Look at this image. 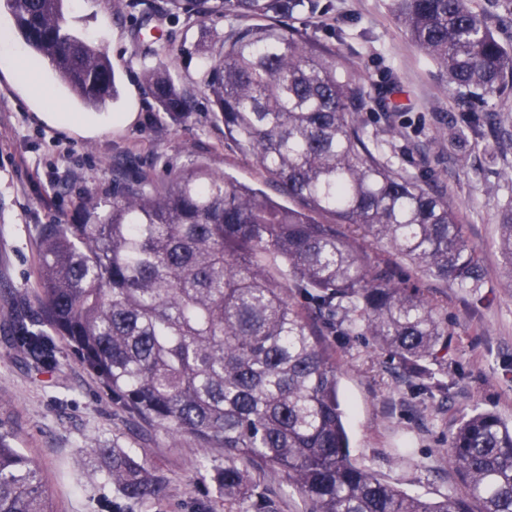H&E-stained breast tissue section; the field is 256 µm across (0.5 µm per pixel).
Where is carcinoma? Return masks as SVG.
Instances as JSON below:
<instances>
[{"mask_svg": "<svg viewBox=\"0 0 512 512\" xmlns=\"http://www.w3.org/2000/svg\"><path fill=\"white\" fill-rule=\"evenodd\" d=\"M64 0H0L26 46L82 103L118 96L110 58L65 25ZM189 16L227 23L223 51L202 80L224 135L253 156L285 207L205 166L157 184L115 181L112 205L89 202L80 224L38 232L40 301L56 335L134 416L224 451V501L270 512L251 470L280 473L307 512H471L448 494L429 502L356 463L326 333L366 336L413 376L443 366L448 332L437 308L365 260L371 237L411 265L482 300L480 251L431 175L407 170L393 143L358 119L371 94L336 55L281 24L319 0H169ZM410 40L460 96L503 94L512 52L493 16L471 0H389ZM246 19L258 23L241 24ZM158 111L194 102L170 73L144 74ZM502 275L512 282V206L500 212ZM303 292L305 311L286 296ZM16 339L54 361L46 336L21 322ZM0 423V512H52L37 464ZM119 495L144 503L166 480L122 448H93ZM448 461L480 512H512V425L474 410L461 417Z\"/></svg>", "mask_w": 512, "mask_h": 512, "instance_id": "cac0c4a2", "label": "carcinoma"}]
</instances>
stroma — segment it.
<instances>
[{"label":"stroma","mask_w":512,"mask_h":512,"mask_svg":"<svg viewBox=\"0 0 512 512\" xmlns=\"http://www.w3.org/2000/svg\"><path fill=\"white\" fill-rule=\"evenodd\" d=\"M316 16L297 14L288 26L352 65L367 88L395 79L385 115L368 103L367 131L394 120L402 131L396 151L408 170L431 171L438 189L453 200L469 240L482 254L485 293L475 303L466 289L410 265L392 249L365 239L366 257L390 267L397 280L424 294L448 329V364L434 376L443 389H423L398 362L357 336L327 337L340 366L350 451L356 462L393 486L427 500L447 494L468 499L467 483L448 464V441L458 418L478 408L512 423V283L501 277L498 214L512 204V95L490 99L481 133L452 141L470 108L437 65L409 39L387 8L388 0H321ZM69 30L112 61L119 96L99 108L77 101L53 71L38 76L55 95L48 106L30 89L23 71L0 63V421H8L14 447L39 466L52 512H231L219 490L224 453L201 447L145 423L112 399L99 380L53 337L55 360L37 364L14 340L17 322L40 330L49 325L39 309L40 224H72L86 197L101 207L112 200V181L141 173L164 182L203 164L237 182L279 192L256 160L243 154L214 119L201 81L204 51L219 52L220 17H187L167 0H65ZM163 29L170 52L146 54L143 23ZM169 71L196 105L187 117L158 112L145 71ZM60 112L82 116L58 122ZM122 448L166 477L164 496L139 505L116 495L88 443Z\"/></svg>","instance_id":"1"}]
</instances>
